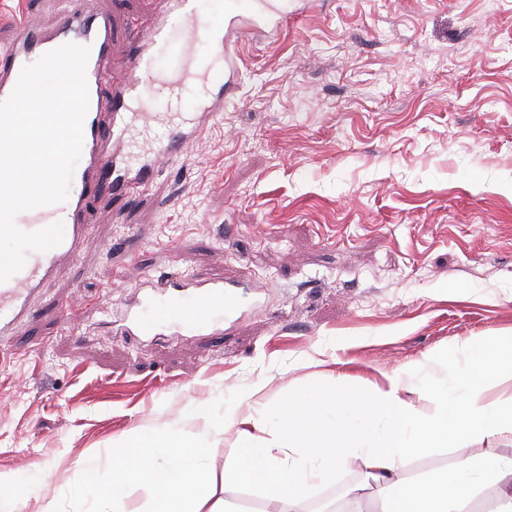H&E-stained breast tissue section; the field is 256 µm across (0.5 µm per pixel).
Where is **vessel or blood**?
<instances>
[{"mask_svg": "<svg viewBox=\"0 0 512 512\" xmlns=\"http://www.w3.org/2000/svg\"><path fill=\"white\" fill-rule=\"evenodd\" d=\"M49 28L26 22L0 52V101L22 68L67 43L89 47V107L84 143L65 202L18 214L34 232L62 223L60 245L29 252L24 267L0 283V336L11 335L33 295L81 251L84 216L99 192L128 199L147 192L161 164L174 160L233 102L241 84L238 45L250 34H276L298 17V0H155L150 17L133 27L128 59L112 68V17L93 0H77ZM164 48L166 63L156 50ZM150 293L134 317L144 333L169 323L193 334L221 331L242 297L234 283L171 275L146 280Z\"/></svg>", "mask_w": 512, "mask_h": 512, "instance_id": "obj_1", "label": "vessel or blood"}]
</instances>
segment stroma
<instances>
[{
	"mask_svg": "<svg viewBox=\"0 0 512 512\" xmlns=\"http://www.w3.org/2000/svg\"><path fill=\"white\" fill-rule=\"evenodd\" d=\"M73 0H0V47ZM129 20L152 0H95ZM234 103L112 217L0 338V472L73 505L77 461L190 403L271 376L273 400L347 371L512 330V0H320L240 47ZM157 277L251 283L220 336H140L124 303Z\"/></svg>",
	"mask_w": 512,
	"mask_h": 512,
	"instance_id": "stroma-1",
	"label": "stroma"
}]
</instances>
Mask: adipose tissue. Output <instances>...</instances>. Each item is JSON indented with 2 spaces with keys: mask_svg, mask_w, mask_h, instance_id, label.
Wrapping results in <instances>:
<instances>
[{
  "mask_svg": "<svg viewBox=\"0 0 512 512\" xmlns=\"http://www.w3.org/2000/svg\"><path fill=\"white\" fill-rule=\"evenodd\" d=\"M380 381L340 373L262 402L259 377L225 400L191 405L141 425L112 448L111 479L99 461L78 463L71 496L111 512L143 492L147 512H245L231 491L253 488L257 512H304L317 488L354 463L362 483L336 512H512V457L464 445L512 436V333L474 336L452 353L427 352ZM457 450L452 464L422 474L411 460Z\"/></svg>",
  "mask_w": 512,
  "mask_h": 512,
  "instance_id": "adipose-tissue-1",
  "label": "adipose tissue"
}]
</instances>
